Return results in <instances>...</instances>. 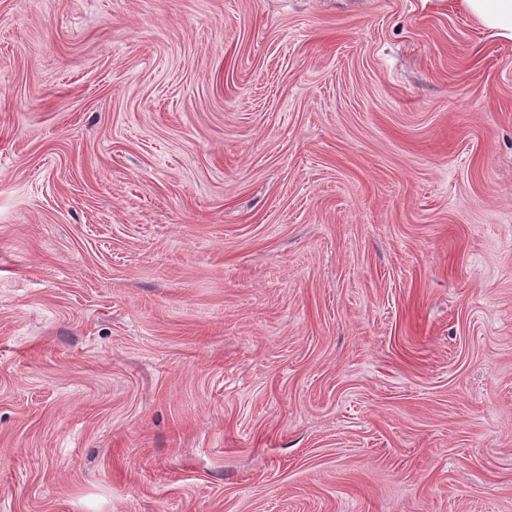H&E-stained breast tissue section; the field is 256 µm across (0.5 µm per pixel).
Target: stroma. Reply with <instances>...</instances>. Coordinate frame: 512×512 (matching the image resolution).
Wrapping results in <instances>:
<instances>
[{
    "mask_svg": "<svg viewBox=\"0 0 512 512\" xmlns=\"http://www.w3.org/2000/svg\"><path fill=\"white\" fill-rule=\"evenodd\" d=\"M0 512H512V41L0 0Z\"/></svg>",
    "mask_w": 512,
    "mask_h": 512,
    "instance_id": "35a3bbf8",
    "label": "stroma"
}]
</instances>
